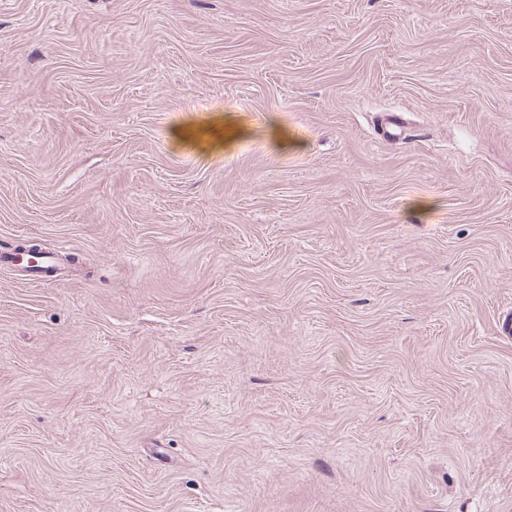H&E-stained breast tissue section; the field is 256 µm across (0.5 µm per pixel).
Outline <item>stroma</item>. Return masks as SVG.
Returning a JSON list of instances; mask_svg holds the SVG:
<instances>
[{"mask_svg":"<svg viewBox=\"0 0 512 512\" xmlns=\"http://www.w3.org/2000/svg\"><path fill=\"white\" fill-rule=\"evenodd\" d=\"M24 240L0 512H512V0H0ZM378 134L387 136H401L408 129V123L403 112H384L377 117ZM0 268L7 269L16 276L25 279L43 278L22 281L40 280L48 284L64 281L63 279H57L64 272L62 264L55 254L49 252L33 263L32 259L26 255L17 253L15 247L4 248L3 250L0 248ZM44 269H53V275L47 276Z\"/></svg>","mask_w":512,"mask_h":512,"instance_id":"35a3bbf8","label":"stroma"}]
</instances>
